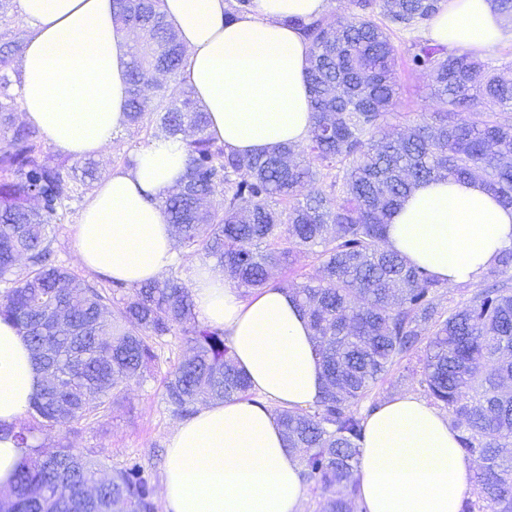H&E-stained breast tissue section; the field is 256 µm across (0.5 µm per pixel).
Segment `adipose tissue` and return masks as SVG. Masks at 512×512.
<instances>
[{"instance_id": "1", "label": "adipose tissue", "mask_w": 512, "mask_h": 512, "mask_svg": "<svg viewBox=\"0 0 512 512\" xmlns=\"http://www.w3.org/2000/svg\"><path fill=\"white\" fill-rule=\"evenodd\" d=\"M16 5L29 27L14 87L23 121L74 159L98 155L126 126L136 31L115 23L112 0ZM327 5L253 0L249 12L228 20L227 0H162L186 49L183 83L226 149L246 156L306 141L309 45L286 20L319 16ZM511 35L489 0H446L427 29L436 43L475 50ZM185 174L181 139L138 148L133 167L112 171L84 207L81 262L125 284L159 279L175 255L161 199ZM386 245L441 282H472L512 247V208L477 182H425L392 214ZM192 295L199 318L228 336L260 399L212 403L177 423L161 481L165 512H300L302 465L270 407L306 408L323 392L308 320L288 291L246 296L207 264L193 271ZM39 381L24 337L0 320L1 424L25 416ZM473 467L447 416L407 394L367 414L355 495L362 512H459Z\"/></svg>"}]
</instances>
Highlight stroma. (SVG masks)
I'll use <instances>...</instances> for the list:
<instances>
[{
    "label": "stroma",
    "mask_w": 512,
    "mask_h": 512,
    "mask_svg": "<svg viewBox=\"0 0 512 512\" xmlns=\"http://www.w3.org/2000/svg\"><path fill=\"white\" fill-rule=\"evenodd\" d=\"M392 39L397 48L401 84L395 123L399 126L418 123L430 111L429 79L414 70L411 64L409 34L396 31ZM83 208V203H75L72 211L64 213L56 222L53 248L59 264L93 280L97 273L81 263L76 243V226ZM184 350L180 338L164 337L157 346L158 363L148 372L145 381L133 386L122 406L100 417L94 425L82 428L74 438L75 447L93 450L97 459L108 468L121 466L128 457H139L150 468L154 481H161L167 464V441L177 423L165 403L162 378Z\"/></svg>",
    "instance_id": "1"
}]
</instances>
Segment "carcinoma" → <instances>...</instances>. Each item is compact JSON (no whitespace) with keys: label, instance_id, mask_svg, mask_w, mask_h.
<instances>
[{"label":"carcinoma","instance_id":"cac0c4a2","mask_svg":"<svg viewBox=\"0 0 512 512\" xmlns=\"http://www.w3.org/2000/svg\"><path fill=\"white\" fill-rule=\"evenodd\" d=\"M349 2L355 10L344 16L286 19L310 46L307 140L241 156L207 134L192 91L146 94L155 74L178 76L184 63L160 0H113L114 19L144 35L131 53L129 128L149 121L153 138L195 134L185 140L184 182L162 197L186 257L214 261L246 293L269 286L270 270L300 253L319 262V276L277 287L309 319L324 391L309 408L276 414L303 478L323 496L320 512H356L359 406L420 351V390L448 411L462 451L481 460L460 512H512V249L486 270L485 287L447 312L440 283L388 250L385 236L392 213L427 180H474L512 207V76L418 36L443 0ZM393 29L416 34L411 61L431 78L435 103L427 120L398 134ZM23 48L18 33L0 42V318L28 342L41 383L27 418L0 425L28 449L0 488V512H158L140 459L100 478L99 462L72 436L127 398L165 336L182 335L190 350L163 380L174 415L247 399L252 386L224 331L198 321L178 278L106 287L55 261L52 223L98 167L47 163L39 131L15 122L7 70ZM45 431L57 436L39 440Z\"/></svg>","mask_w":512,"mask_h":512}]
</instances>
